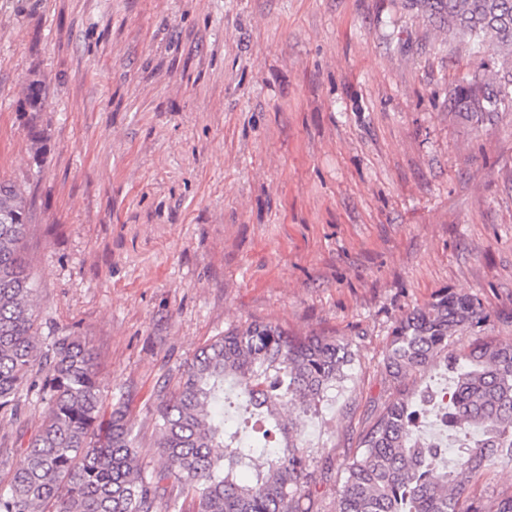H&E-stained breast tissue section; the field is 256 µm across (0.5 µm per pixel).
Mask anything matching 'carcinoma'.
Here are the masks:
<instances>
[{
	"label": "carcinoma",
	"mask_w": 512,
	"mask_h": 512,
	"mask_svg": "<svg viewBox=\"0 0 512 512\" xmlns=\"http://www.w3.org/2000/svg\"><path fill=\"white\" fill-rule=\"evenodd\" d=\"M404 6L468 37L480 53L493 46L512 58V0H404ZM42 79L30 81L26 105L41 108ZM457 112L512 111V68L497 82L477 77L455 87ZM31 201L0 180V413L16 410L40 351L34 331L33 279L24 256ZM481 322L464 296L443 295L395 327L385 357L396 396L359 435L335 512H512V495L479 502L470 495L485 470L512 464V343L489 338L463 353L454 384L443 393L449 419L479 436L459 449L455 467L435 465L412 426L405 381L448 355L455 333ZM334 336H290L254 321L205 344L177 389L157 406L158 481H148L132 426L121 408L105 414L93 356L76 336L57 340L46 356L47 409L28 445L4 461L10 481L0 512H166L159 482L172 478L194 512H312L303 500L315 477L301 441V417L323 401L353 361ZM282 434L284 445L273 439Z\"/></svg>",
	"instance_id": "obj_1"
}]
</instances>
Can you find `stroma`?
<instances>
[{
    "label": "stroma",
    "mask_w": 512,
    "mask_h": 512,
    "mask_svg": "<svg viewBox=\"0 0 512 512\" xmlns=\"http://www.w3.org/2000/svg\"><path fill=\"white\" fill-rule=\"evenodd\" d=\"M500 70L403 0H0V179L32 201L40 347L86 341L147 478L158 396L228 328L352 344L348 378L302 420L310 470L331 473L313 512H334L396 393L383 359L401 319L464 295L490 318L449 353L512 340V112L449 103ZM45 375L36 362L0 420L1 460L40 425Z\"/></svg>",
    "instance_id": "obj_1"
}]
</instances>
